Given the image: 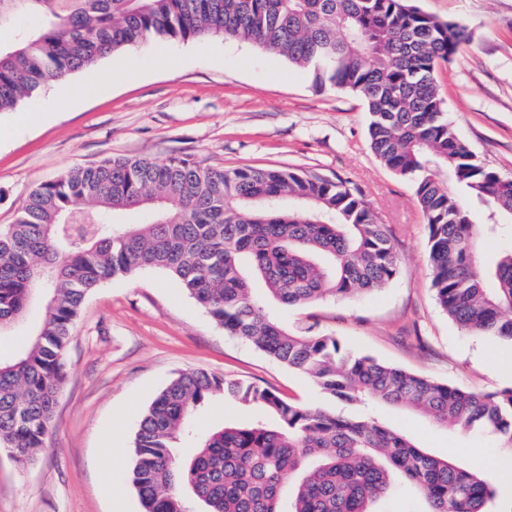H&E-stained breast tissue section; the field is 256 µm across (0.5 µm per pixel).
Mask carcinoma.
<instances>
[{
  "label": "carcinoma",
  "mask_w": 512,
  "mask_h": 512,
  "mask_svg": "<svg viewBox=\"0 0 512 512\" xmlns=\"http://www.w3.org/2000/svg\"><path fill=\"white\" fill-rule=\"evenodd\" d=\"M205 35L253 43L359 96L370 148L414 181L438 304L468 334L512 340V246L478 268L479 244L512 232V180L450 129L436 73L468 34L417 0H0V112L130 46ZM144 210L145 224L119 222ZM73 213L92 222L66 233ZM140 268L170 273L217 324L306 372L332 399L412 406L439 426L490 432L512 451V388L464 391L351 354L310 326L291 331L274 315V305L372 292L396 276L391 231L358 188L292 168L117 158L42 183L0 229V334L36 289L47 292L30 344L0 360V451L18 465L45 448L86 296ZM220 394L272 421L198 432L194 410ZM182 440L196 448L186 461ZM129 477L143 512H374L399 483L424 497L426 512H493L495 498L485 471L436 457L374 418L201 370L178 373L144 410Z\"/></svg>",
  "instance_id": "obj_1"
}]
</instances>
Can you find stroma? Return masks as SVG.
Instances as JSON below:
<instances>
[{
  "label": "stroma",
  "mask_w": 512,
  "mask_h": 512,
  "mask_svg": "<svg viewBox=\"0 0 512 512\" xmlns=\"http://www.w3.org/2000/svg\"><path fill=\"white\" fill-rule=\"evenodd\" d=\"M466 24L470 42L439 67L448 124L486 167L512 178V0H418ZM57 107L0 140V227L41 183L114 158L183 157L224 168L283 167L360 187L390 227L398 272L383 288L277 309L291 330L313 327L352 353L474 392L512 388V342L461 330L439 306L427 265V226L409 178L372 152L355 94L251 44L204 37L152 40L102 59L42 92ZM204 370L343 416L367 413L432 454L496 480V512H512V456L491 434L435 425L409 408L359 407L325 395L306 373L229 334L168 272L141 269L102 282L72 327L65 380L46 448L31 465L0 453V512H140L129 480L144 409L179 371ZM265 411L218 395L198 407L206 431Z\"/></svg>",
  "instance_id": "35a3bbf8"
}]
</instances>
